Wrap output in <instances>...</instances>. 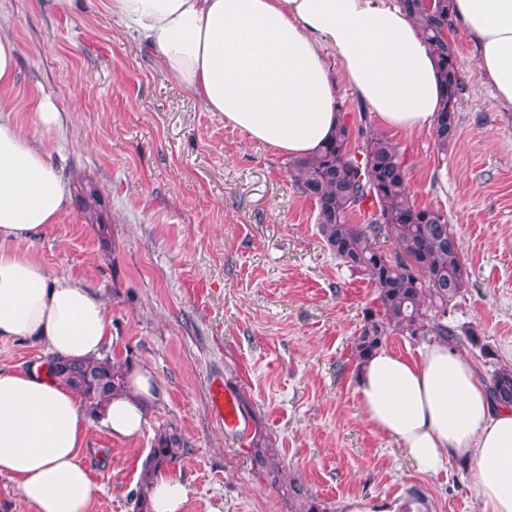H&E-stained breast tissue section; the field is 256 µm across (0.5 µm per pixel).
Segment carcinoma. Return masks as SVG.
<instances>
[{"instance_id":"1","label":"carcinoma","mask_w":512,"mask_h":512,"mask_svg":"<svg viewBox=\"0 0 512 512\" xmlns=\"http://www.w3.org/2000/svg\"><path fill=\"white\" fill-rule=\"evenodd\" d=\"M399 4L435 61L443 93L432 136L438 150L445 151L457 137L458 105L465 89L455 45L448 37L453 0H399ZM360 121L358 148H351L352 125L343 115L330 140L313 156L288 159V173L299 192L316 205V223L325 247L348 269L367 275L376 288L377 308L366 312L353 342L357 363L384 346L394 333L418 343L442 341L453 347L467 342L494 363L496 351L482 342L475 329L448 322V313L469 287V271L448 213L415 203L396 145L367 124L366 115H360ZM76 194L88 223L105 232L109 219L99 189L81 184ZM368 201L372 209L367 222L351 223V217ZM50 369L52 376L80 398L86 414L96 419L113 394L129 387L131 366L108 355L71 359L55 354ZM487 392L495 405L512 408V367H495ZM187 453L176 427L159 430L130 498L132 512H151L147 496L151 479L176 468ZM252 460L272 486L285 489L295 512H326L298 479L285 478L269 439L261 436L253 442Z\"/></svg>"}]
</instances>
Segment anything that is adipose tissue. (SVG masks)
<instances>
[{
    "label": "adipose tissue",
    "instance_id": "ef3b65f1",
    "mask_svg": "<svg viewBox=\"0 0 512 512\" xmlns=\"http://www.w3.org/2000/svg\"><path fill=\"white\" fill-rule=\"evenodd\" d=\"M113 17L154 52L161 71L208 112L288 156H310L341 114L329 57L388 127L431 126L441 87L428 45L395 0H108ZM498 107L512 112V0H454ZM70 187L41 141L0 108V339L28 336L69 358H97L112 318L84 281L49 274L25 250L57 223ZM100 422L139 435L161 388L140 366ZM365 421L396 441L417 471L472 464L480 512H512V408L492 409L471 363L437 342L410 360L379 348L355 388ZM88 425L77 395L33 371H0V476L32 512H89L80 452ZM152 512H182L188 489L158 474Z\"/></svg>",
    "mask_w": 512,
    "mask_h": 512
}]
</instances>
